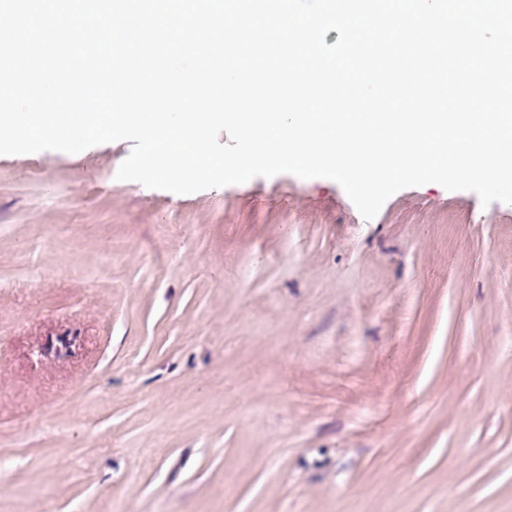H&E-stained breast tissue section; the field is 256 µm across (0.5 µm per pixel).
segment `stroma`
I'll return each instance as SVG.
<instances>
[{
  "label": "stroma",
  "instance_id": "stroma-1",
  "mask_svg": "<svg viewBox=\"0 0 512 512\" xmlns=\"http://www.w3.org/2000/svg\"><path fill=\"white\" fill-rule=\"evenodd\" d=\"M130 151L0 156V512H512V205Z\"/></svg>",
  "mask_w": 512,
  "mask_h": 512
}]
</instances>
